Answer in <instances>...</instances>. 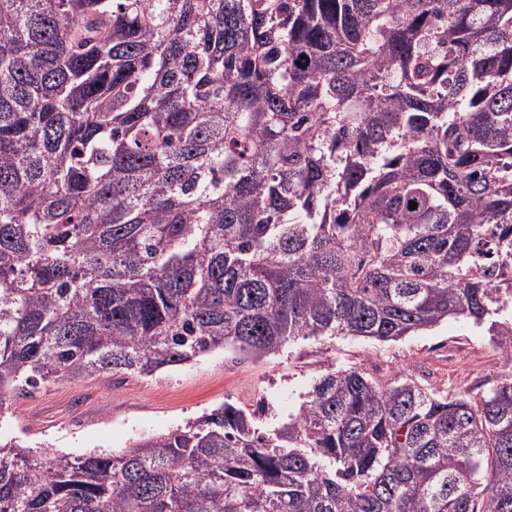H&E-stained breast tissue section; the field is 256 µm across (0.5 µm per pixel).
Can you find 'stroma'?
Returning a JSON list of instances; mask_svg holds the SVG:
<instances>
[{
	"mask_svg": "<svg viewBox=\"0 0 512 512\" xmlns=\"http://www.w3.org/2000/svg\"><path fill=\"white\" fill-rule=\"evenodd\" d=\"M331 367H355L385 379L402 369L439 387L474 389L503 372L485 328L451 319L397 341L335 336L287 343L275 355L233 359L215 352L150 378L104 373L39 387L14 398L0 437L26 433L50 453L121 451L165 434L224 402L249 407L265 398L268 415L286 417Z\"/></svg>",
	"mask_w": 512,
	"mask_h": 512,
	"instance_id": "obj_1",
	"label": "stroma"
}]
</instances>
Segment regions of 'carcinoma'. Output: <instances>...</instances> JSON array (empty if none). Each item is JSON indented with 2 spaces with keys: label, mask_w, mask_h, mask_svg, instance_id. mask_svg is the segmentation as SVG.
<instances>
[{
  "label": "carcinoma",
  "mask_w": 512,
  "mask_h": 512,
  "mask_svg": "<svg viewBox=\"0 0 512 512\" xmlns=\"http://www.w3.org/2000/svg\"><path fill=\"white\" fill-rule=\"evenodd\" d=\"M416 209H409V202ZM512 0H0L17 393L490 322L475 390L329 368L122 451L0 443V512H512Z\"/></svg>",
  "instance_id": "carcinoma-1"
}]
</instances>
